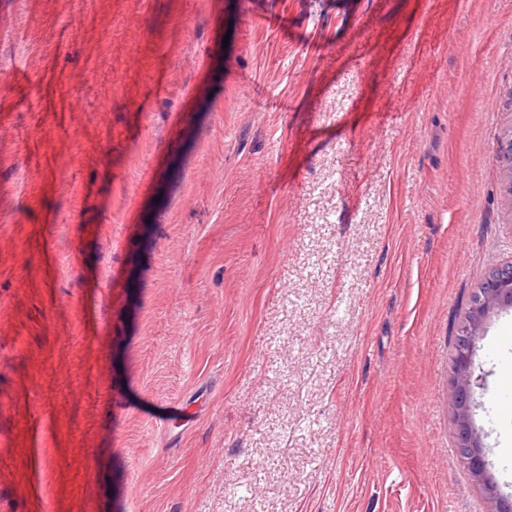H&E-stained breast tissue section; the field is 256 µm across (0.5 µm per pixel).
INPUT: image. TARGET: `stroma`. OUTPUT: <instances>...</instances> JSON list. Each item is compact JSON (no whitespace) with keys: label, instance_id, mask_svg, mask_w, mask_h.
<instances>
[{"label":"stroma","instance_id":"1","mask_svg":"<svg viewBox=\"0 0 512 512\" xmlns=\"http://www.w3.org/2000/svg\"><path fill=\"white\" fill-rule=\"evenodd\" d=\"M0 72V512H493L512 0H0ZM503 263L491 264L485 280L472 292L469 308L457 329V351L452 360L450 407L455 424L456 451L474 480L479 482L495 504V512H511V497L500 493L489 473L479 430L473 421L475 390L481 388L474 376L473 355L484 323L495 312L512 308V278L498 279Z\"/></svg>","mask_w":512,"mask_h":512}]
</instances>
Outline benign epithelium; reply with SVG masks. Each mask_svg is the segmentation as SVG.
<instances>
[{
	"mask_svg": "<svg viewBox=\"0 0 512 512\" xmlns=\"http://www.w3.org/2000/svg\"><path fill=\"white\" fill-rule=\"evenodd\" d=\"M500 262L491 264L485 280L472 292L469 308L457 329V351L452 360L450 407L455 424L456 451L475 481L495 504V512H512V499L500 493L489 473L479 430L473 421L475 390L481 388L474 376L473 355L484 323L495 312L512 308V278H497Z\"/></svg>",
	"mask_w": 512,
	"mask_h": 512,
	"instance_id": "obj_1",
	"label": "benign epithelium"
}]
</instances>
